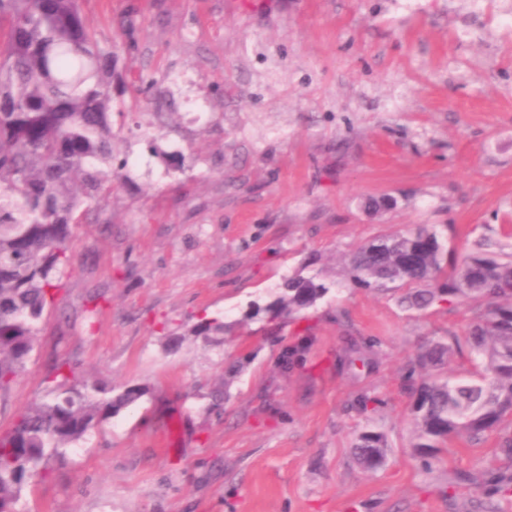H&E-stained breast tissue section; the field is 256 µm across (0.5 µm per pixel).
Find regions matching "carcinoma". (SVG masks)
<instances>
[{
	"instance_id": "carcinoma-1",
	"label": "carcinoma",
	"mask_w": 512,
	"mask_h": 512,
	"mask_svg": "<svg viewBox=\"0 0 512 512\" xmlns=\"http://www.w3.org/2000/svg\"><path fill=\"white\" fill-rule=\"evenodd\" d=\"M0 398L9 394L35 349L39 324L70 264V229L90 205L112 193L105 169L116 160L112 89L124 82L118 56L87 26L83 0H0ZM482 235L451 263L448 225H422L380 235L349 258L346 282L317 271L283 278L280 295L263 308L270 322L300 318L331 289L350 285L391 296L404 310L463 308L462 335L449 334L419 353L408 377L416 442L439 458L453 437L479 440L512 424V254ZM224 325L202 319L193 336H218ZM468 355L474 371L447 368ZM43 398L0 432V512H19L24 491L52 461L144 392L76 377L56 362ZM388 447L379 427L352 445L363 468H381Z\"/></svg>"
}]
</instances>
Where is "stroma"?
Listing matches in <instances>:
<instances>
[{
  "label": "stroma",
  "mask_w": 512,
  "mask_h": 512,
  "mask_svg": "<svg viewBox=\"0 0 512 512\" xmlns=\"http://www.w3.org/2000/svg\"><path fill=\"white\" fill-rule=\"evenodd\" d=\"M84 15L120 67L169 93L115 104L128 165L72 228L0 430L63 358L144 395L33 484L25 512H482L458 473L512 487L498 432L429 468L411 449L404 367L462 333V311L331 290L294 368L297 324L248 317L283 277L345 280L359 246L418 224L453 226L459 253L482 234L512 253V0H85ZM382 197L394 206L365 208ZM202 318L229 341L190 335ZM353 341L373 363L341 362ZM372 420L389 448L368 472L352 443Z\"/></svg>",
  "instance_id": "obj_1"
}]
</instances>
